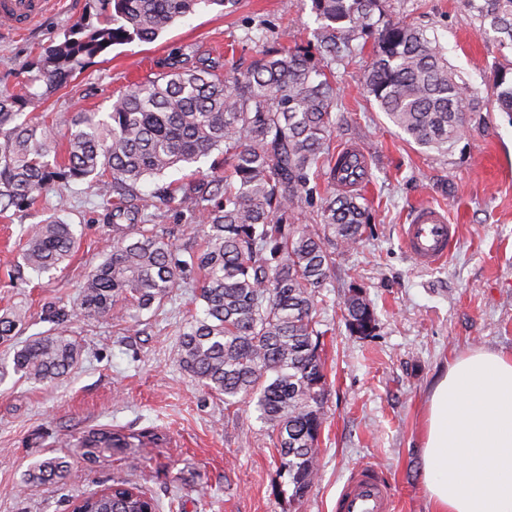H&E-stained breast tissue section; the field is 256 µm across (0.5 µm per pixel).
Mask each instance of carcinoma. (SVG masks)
Wrapping results in <instances>:
<instances>
[{
	"label": "carcinoma",
	"mask_w": 512,
	"mask_h": 512,
	"mask_svg": "<svg viewBox=\"0 0 512 512\" xmlns=\"http://www.w3.org/2000/svg\"><path fill=\"white\" fill-rule=\"evenodd\" d=\"M101 26L74 24L64 40L40 54L41 92H0V214L32 206L45 189L91 180L111 203L112 253L89 271L71 316L105 321L128 309L150 310L174 289L201 281L202 316L183 332L178 362L224 404L255 403L269 427L287 478L289 498L304 499L318 474L317 447L324 423L325 332L317 329L316 297L336 253L329 245L359 243L371 216L354 195L321 198L320 223H296L313 200L318 180L336 172L327 140L336 104L332 64L371 47L362 86L378 108L417 146L448 152L461 131L482 119L483 97L456 79L440 46L420 27L383 21L384 0H312L321 21L314 47L268 51L240 77L227 81L211 65L173 70L134 85L110 111L78 112L63 135L34 117H22L25 98L48 97L72 80L76 67L115 44L149 42L177 20L234 0H96ZM482 33L512 50V0H467ZM502 112L512 114V76L491 87ZM219 150L224 167L182 183H158L143 194L146 178L163 177ZM172 209L202 224L203 244L181 248L147 227L146 211ZM72 225L52 216L32 227L24 266L41 276L74 251ZM342 317L356 336H369L375 319L361 296L345 300ZM23 319L0 314V342L21 335ZM80 354L65 331L36 336L14 350L13 370L38 383L66 376ZM131 446L119 430L79 438L87 461ZM70 471L65 457L32 463L26 484H58ZM74 512H158L136 485L118 479L76 498Z\"/></svg>",
	"instance_id": "1"
}]
</instances>
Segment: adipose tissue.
Segmentation results:
<instances>
[{"instance_id":"adipose-tissue-1","label":"adipose tissue","mask_w":512,"mask_h":512,"mask_svg":"<svg viewBox=\"0 0 512 512\" xmlns=\"http://www.w3.org/2000/svg\"><path fill=\"white\" fill-rule=\"evenodd\" d=\"M422 449L432 512H512V353L472 349L450 361Z\"/></svg>"}]
</instances>
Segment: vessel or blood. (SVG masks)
<instances>
[{"label": "vessel or blood", "mask_w": 512, "mask_h": 512, "mask_svg": "<svg viewBox=\"0 0 512 512\" xmlns=\"http://www.w3.org/2000/svg\"><path fill=\"white\" fill-rule=\"evenodd\" d=\"M48 7L47 0H0V24L22 31L37 21ZM339 155L353 166L341 187L365 186L368 167L362 150L353 144L342 145ZM405 252L417 264L434 267L447 260L456 247V227L450 224L447 211L433 204L416 206L401 229ZM333 512H394V499L389 483L378 471L362 467L348 478L337 496Z\"/></svg>", "instance_id": "obj_1"}]
</instances>
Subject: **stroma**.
I'll return each instance as SVG.
<instances>
[{
  "label": "stroma",
  "instance_id": "obj_1",
  "mask_svg": "<svg viewBox=\"0 0 512 512\" xmlns=\"http://www.w3.org/2000/svg\"><path fill=\"white\" fill-rule=\"evenodd\" d=\"M385 19L407 20L436 38L466 82L490 90L512 51L486 38L466 0H386ZM97 0H50L21 33L0 31V89L20 91L39 75L43 48L63 41L79 20L98 24ZM320 22L311 0H236L197 11L155 41L114 45L77 68L24 114L61 123L78 111L105 112L129 85L171 64L208 63L220 73L246 70L268 48L315 43ZM369 52L334 65L337 104L330 149L346 143L367 154L370 180L356 188L371 223L364 239L342 249L316 316L326 364L325 423L319 474L302 501L281 494L276 450L253 405L225 406L176 359L180 337L202 307L192 285L160 307L106 323L71 318L81 345L64 379L35 383L13 371L14 344L0 343V512H68L67 502L120 478L136 483L158 512H332L356 467L370 463L391 483L395 512H431L423 486L420 429L428 392L455 356L474 348L512 352V115L484 102L482 125L464 131L448 153L408 142L364 93L359 77ZM421 203L444 207L458 227L448 260L412 261L401 226ZM72 224L79 246L58 270L18 280L25 231L52 213ZM112 250L103 201L88 181L45 190L37 205L0 217V313L19 309L24 338L55 327L49 314L73 309L79 285ZM361 289L375 318L369 336L350 333L341 307ZM137 434L134 446L91 464L76 439L93 429ZM47 456L68 457L64 483L32 487L25 474Z\"/></svg>",
  "mask_w": 512,
  "mask_h": 512
}]
</instances>
